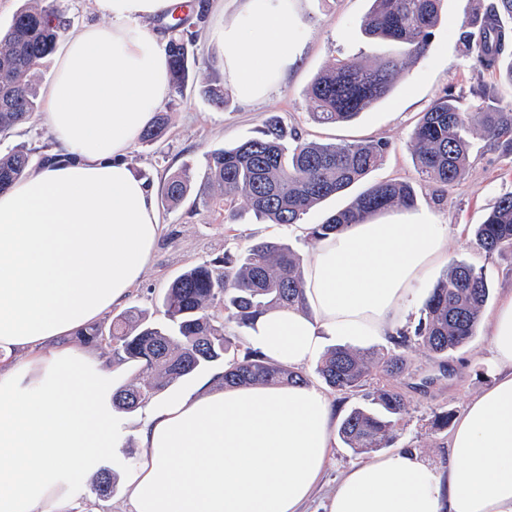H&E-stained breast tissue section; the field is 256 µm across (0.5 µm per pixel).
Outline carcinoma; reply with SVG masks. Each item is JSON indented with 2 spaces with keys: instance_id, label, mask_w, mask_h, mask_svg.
Returning <instances> with one entry per match:
<instances>
[{
  "instance_id": "cac0c4a2",
  "label": "carcinoma",
  "mask_w": 512,
  "mask_h": 512,
  "mask_svg": "<svg viewBox=\"0 0 512 512\" xmlns=\"http://www.w3.org/2000/svg\"><path fill=\"white\" fill-rule=\"evenodd\" d=\"M35 5L18 10L6 30L0 32V136L35 122L40 112L34 74L51 55L66 30L57 0H33ZM444 0H371L363 31L371 39L407 47L409 56L422 54L433 29L440 23ZM461 43L475 64L485 71L502 73L512 82V61L502 59L512 43V0H493L475 10L462 23ZM194 42L172 27L166 44L175 94L183 95L195 68L216 72L213 59H199L189 52ZM406 59L390 56L375 66L356 58H344L321 71L312 81L308 96L314 120L320 124L349 122L391 92ZM206 94L222 109L229 103L224 86H209ZM478 112L462 111L460 98L451 92L441 96L424 113L413 130L411 142L421 180L443 186L459 183L465 175L470 143L464 131L475 123L481 136L512 155V109L499 107L496 89L482 85L474 91ZM168 127L166 114L157 113L141 132L139 141L156 143ZM389 143H319L290 132L271 116L260 136L233 148L205 153L204 174L194 206L209 208L220 192L224 218L234 219L235 202L241 198L253 213L273 224L290 225L326 198L360 182L383 161ZM32 150L19 147L0 155V190L29 171ZM193 181L184 168L163 184L161 197L175 209L186 199ZM414 187L402 181L373 184L344 209L316 224L311 237L349 224H358L393 206L412 207ZM473 234L486 254L512 251V192L503 195ZM304 256L287 243L262 241L233 255L224 254L193 265L179 274L162 299L165 321L157 323L129 307L112 316L109 325H94L77 332L83 343L106 347L112 362L135 361L145 379L119 388L112 406L133 410L154 400L174 381L217 363L224 386L288 385L306 383L307 376L266 358L251 347L240 348V337L229 325L248 328L265 311L302 306L305 302L302 268ZM490 298L486 276L464 261L452 263L426 299L423 316L414 328L403 329L388 349L331 348L322 356L316 372L324 384L343 393L363 387L371 373L393 377L406 366V354L419 347L437 358L465 345L476 334L481 314ZM406 410L404 395L390 384H378L370 405L357 406L342 420L338 434L346 447L368 453L390 446ZM114 473L103 467L94 492L100 499L112 493Z\"/></svg>"
}]
</instances>
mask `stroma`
Segmentation results:
<instances>
[{
  "instance_id": "1",
  "label": "stroma",
  "mask_w": 512,
  "mask_h": 512,
  "mask_svg": "<svg viewBox=\"0 0 512 512\" xmlns=\"http://www.w3.org/2000/svg\"><path fill=\"white\" fill-rule=\"evenodd\" d=\"M490 2L445 0L441 22L433 30L427 51L409 60L391 93L352 122L320 125L311 116L307 96L315 76L346 57L377 63L382 56L394 52L395 46L363 35L361 28L371 0H293L289 9L298 19L294 33L301 55L268 99L248 105L234 97L225 108H217L203 92L206 73L194 72L184 95L169 94L162 106L169 118L166 136L153 144L135 143L126 161L134 174L156 192L165 177L184 165L199 179L203 176L206 151L231 147L257 136L273 115L286 127L317 142L388 141L390 151L382 165L347 191L313 207L304 215V223H322L371 184L388 179L412 182L418 208L431 211L437 223L448 227V260L421 283L419 298L428 296L449 271L452 261L462 260L482 269L491 288L489 302L497 304L512 289V253L486 254L477 247L472 228L484 221L505 193L512 191V156H503L478 134H470L473 147L465 177L459 185L446 190L420 179L411 148V134L418 120L446 90L460 95L464 110L469 112L475 103L473 87L488 83L496 86L501 106H512V84L475 69L458 40V29L473 8ZM242 5L243 0H217L203 16L192 14L185 18L184 30L198 35L193 46L197 55L220 57L221 45L211 32L224 21L239 17ZM238 209L236 222L228 224L223 210L217 207L195 212L186 204L175 210L159 208L163 228L127 306L161 321L158 306L164 291L182 271L224 253L239 252L258 239L282 240L306 255L314 251L315 244L308 237L289 231L287 226L255 218L246 204H239ZM488 355L489 336L483 326L468 344L442 360L421 348L409 350L404 371L391 380L407 401L395 447L417 449L432 467L442 468L448 457V432L434 428L433 421L444 412L461 414L469 400L490 384L492 376L485 364ZM361 460V455L336 443L322 485L307 504L306 512H323L322 504L337 481ZM94 483L91 477H74L68 512H131L122 483H115L111 495L102 500L93 492Z\"/></svg>"
}]
</instances>
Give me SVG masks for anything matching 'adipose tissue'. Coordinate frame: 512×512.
<instances>
[{
	"mask_svg": "<svg viewBox=\"0 0 512 512\" xmlns=\"http://www.w3.org/2000/svg\"><path fill=\"white\" fill-rule=\"evenodd\" d=\"M95 2L111 23L67 36L40 114L61 149L0 192V512H55L132 425L112 409V369L68 338L127 298L160 233L125 157L170 90L165 37L138 21L179 0ZM288 16V0H244L215 31L241 101L266 97L295 63ZM447 252L448 227L426 210L350 225L306 257L305 308L259 315L248 341L300 369L327 337L396 335ZM485 320L494 378L456 421L445 474L397 448L351 468L325 512H512V291ZM333 420L311 383L211 380L151 401L133 423L142 452L120 476L132 512H300Z\"/></svg>",
	"mask_w": 512,
	"mask_h": 512,
	"instance_id": "obj_1",
	"label": "adipose tissue"
}]
</instances>
